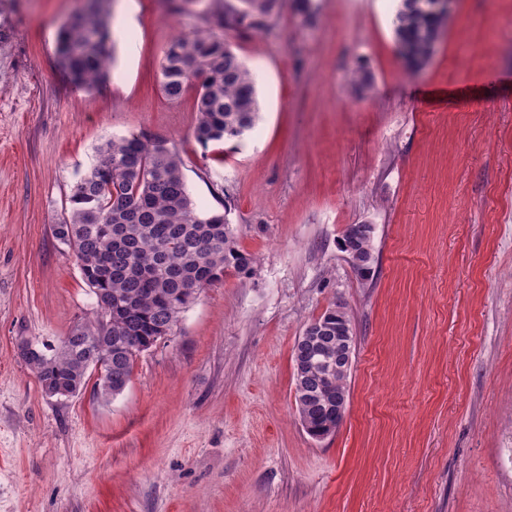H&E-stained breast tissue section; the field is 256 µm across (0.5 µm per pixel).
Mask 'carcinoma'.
Instances as JSON below:
<instances>
[{
  "label": "carcinoma",
  "mask_w": 512,
  "mask_h": 512,
  "mask_svg": "<svg viewBox=\"0 0 512 512\" xmlns=\"http://www.w3.org/2000/svg\"><path fill=\"white\" fill-rule=\"evenodd\" d=\"M214 24L194 30L190 38L178 36L164 51L161 89L171 101L180 100L187 87L198 84V123L194 138L206 146L241 139L254 130L260 102L251 70L234 51L228 35L265 32L278 21V0H213ZM437 0H399L392 21L397 44L407 67L426 68L436 52L447 21L434 9ZM110 13L104 4L85 5V15L59 29L54 47L57 67L73 86L90 89L111 76ZM355 94L373 88L371 75L359 68L351 77ZM98 161L73 187L66 217L54 225L56 240L76 259L87 286L89 275L107 270L95 295L97 320L76 326L68 341L26 359L40 384L62 381L80 390L88 385L92 369L86 360L97 340L112 364V385L97 378L94 391L103 399L118 395L133 374L140 346L161 336V326L177 325L181 313L203 289L229 272L246 274L251 255L239 249L228 215L222 210L201 211L192 200L175 144L144 132L106 142ZM101 224L112 233L101 234ZM359 243L355 269L370 270L375 263L376 228L352 224ZM112 304V320L104 305ZM347 324L349 314L339 304L328 306L312 324L329 319L328 326L303 329L293 347L295 404L302 427L313 436L336 425V396H349L350 351L336 336V312Z\"/></svg>",
  "instance_id": "cac0c4a2"
}]
</instances>
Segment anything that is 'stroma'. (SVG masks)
<instances>
[{"instance_id": "35a3bbf8", "label": "stroma", "mask_w": 512, "mask_h": 512, "mask_svg": "<svg viewBox=\"0 0 512 512\" xmlns=\"http://www.w3.org/2000/svg\"><path fill=\"white\" fill-rule=\"evenodd\" d=\"M114 79L54 58L77 0H0V512H512V0H454L409 71L395 0H279L232 37L261 118L199 144L196 88L161 91L169 41L205 12L135 0ZM374 77L356 98L354 69ZM176 143L190 196L229 215L249 274L203 289L125 390L47 396L17 343H59L96 305L51 228L107 140ZM377 228L361 283L338 241ZM332 303L357 348L344 420L309 436L292 349Z\"/></svg>"}]
</instances>
